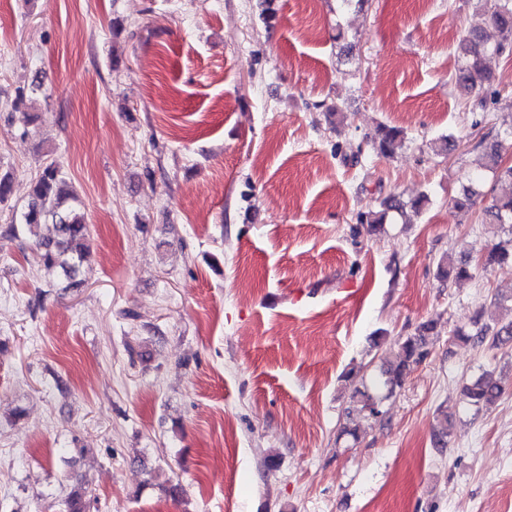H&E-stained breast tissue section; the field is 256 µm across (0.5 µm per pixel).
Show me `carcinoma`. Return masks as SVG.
<instances>
[{"label":"carcinoma","mask_w":512,"mask_h":512,"mask_svg":"<svg viewBox=\"0 0 512 512\" xmlns=\"http://www.w3.org/2000/svg\"><path fill=\"white\" fill-rule=\"evenodd\" d=\"M476 8L487 18L494 31L488 36L482 29H472L464 34L457 44L458 66L455 70V84L461 95L469 98L478 96L493 83L488 70L487 60L490 57L512 56V0H477ZM512 138V128L506 129L501 139L492 144H478L482 148V162L475 172L468 176L472 183L483 180L489 172L494 180L512 183V165H505L501 154L503 142ZM403 140V131L386 125H378L373 144L382 156L393 154L397 145ZM66 179L60 164L53 160L42 167L33 182L27 207L19 218L11 221L3 231L7 237L18 238L25 232L46 225L52 233L38 238L33 246L39 258L41 268L48 274L61 273L73 277L85 258L88 226L84 214L77 207V196L66 191ZM478 193L471 187L463 188V192L451 199V205L459 212L469 214L476 206ZM428 198L425 195L402 201L391 197L382 203V209L359 215V223L367 225V230L378 233L384 230L389 212L404 215L406 209L418 210ZM483 224L512 225V194L492 198L489 206L481 214ZM512 261V236L495 243L484 255L483 268L495 264ZM437 277L442 281L450 279L466 280L473 277L470 266L465 262H456L451 256L443 255L437 263ZM512 293H496L493 295L491 307H480L473 320L477 326L475 332L462 328L455 331L459 339L475 346L489 344L497 346L512 340V318L492 317L491 308H507L512 312ZM434 326L430 322L419 326L418 332L408 336L401 344L402 355L399 360L382 371V379L377 385L393 393L401 386L411 368L422 362L428 355L429 334ZM501 395V385L490 371L482 372L475 379L464 384L462 389L463 402L476 409L490 406ZM350 401L364 415L380 420L383 412L379 408L380 399L372 394L367 387H354ZM453 419L445 415L434 433V439L440 448L448 446L453 434ZM88 487L79 482L75 484L64 501L65 512H86Z\"/></svg>","instance_id":"carcinoma-1"}]
</instances>
